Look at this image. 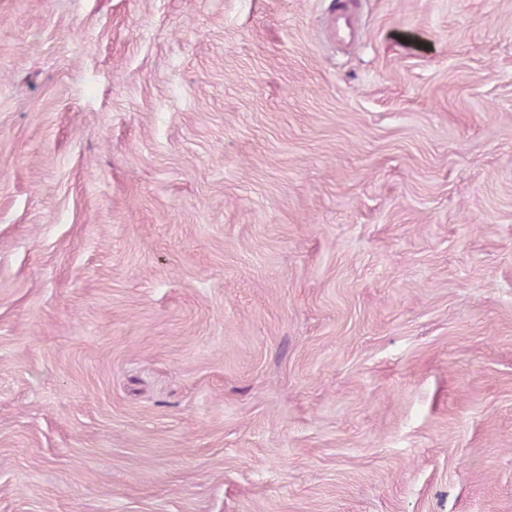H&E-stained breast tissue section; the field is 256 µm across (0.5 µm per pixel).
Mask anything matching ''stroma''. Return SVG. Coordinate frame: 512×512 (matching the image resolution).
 <instances>
[{
	"label": "stroma",
	"mask_w": 512,
	"mask_h": 512,
	"mask_svg": "<svg viewBox=\"0 0 512 512\" xmlns=\"http://www.w3.org/2000/svg\"><path fill=\"white\" fill-rule=\"evenodd\" d=\"M0 512H512V0H0Z\"/></svg>",
	"instance_id": "stroma-1"
}]
</instances>
